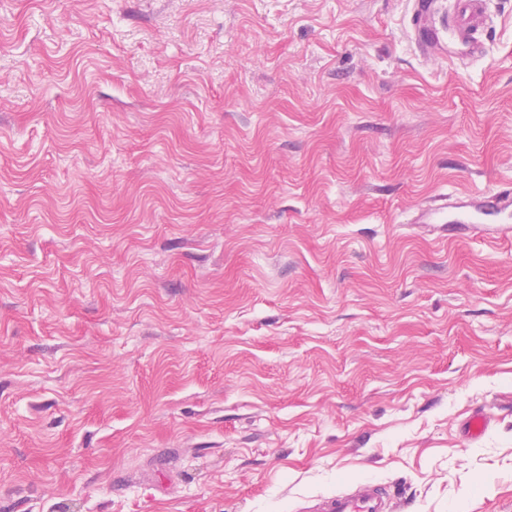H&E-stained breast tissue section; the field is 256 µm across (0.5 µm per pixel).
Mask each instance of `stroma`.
Listing matches in <instances>:
<instances>
[{"mask_svg":"<svg viewBox=\"0 0 512 512\" xmlns=\"http://www.w3.org/2000/svg\"><path fill=\"white\" fill-rule=\"evenodd\" d=\"M0 0V512H512V0ZM490 419L465 443L462 422ZM448 2L450 3L448 6ZM411 0L408 35L425 58H474L483 53L486 0ZM452 40L448 41V34ZM512 189L479 192L466 197L448 194L427 202L418 210L415 224H508ZM510 215V216H509ZM393 509L381 484L366 480L352 493H337L320 500L311 512H388Z\"/></svg>","mask_w":512,"mask_h":512,"instance_id":"obj_1","label":"stroma"}]
</instances>
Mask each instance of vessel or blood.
Instances as JSON below:
<instances>
[{
    "label": "vessel or blood",
    "mask_w": 512,
    "mask_h": 512,
    "mask_svg": "<svg viewBox=\"0 0 512 512\" xmlns=\"http://www.w3.org/2000/svg\"><path fill=\"white\" fill-rule=\"evenodd\" d=\"M488 24L487 0H411L408 35L426 58H474L483 52L480 34ZM512 218V189L466 197H438L418 210L419 224H504ZM381 484L367 480L351 493L320 500L313 512H389Z\"/></svg>",
    "instance_id": "vessel-or-blood-1"
}]
</instances>
